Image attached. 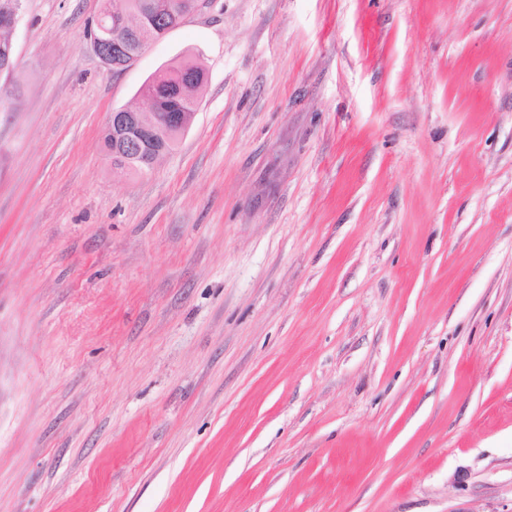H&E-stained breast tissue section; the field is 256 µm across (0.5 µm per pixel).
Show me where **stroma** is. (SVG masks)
I'll return each instance as SVG.
<instances>
[{
	"label": "stroma",
	"instance_id": "1",
	"mask_svg": "<svg viewBox=\"0 0 512 512\" xmlns=\"http://www.w3.org/2000/svg\"><path fill=\"white\" fill-rule=\"evenodd\" d=\"M100 7L13 34L0 512H512V0H213L118 75ZM194 63L198 69L184 72L180 77L176 78L171 88V95L178 98L191 99L197 103L199 96L196 94L192 95L190 89L197 84L198 80L206 79L207 70L206 66L199 59H195ZM156 112L133 111L127 106L113 110L106 122V128H112V152H110L109 135H104V145L112 159V170L117 174H124L122 170L137 169L145 171L146 167L152 166L153 157L158 152H152L143 159L142 136L161 138L169 140L182 135L192 124L196 112H173L167 118V123H162L158 112L169 106L168 101H161L155 104ZM120 164L123 169L116 167Z\"/></svg>",
	"mask_w": 512,
	"mask_h": 512
}]
</instances>
